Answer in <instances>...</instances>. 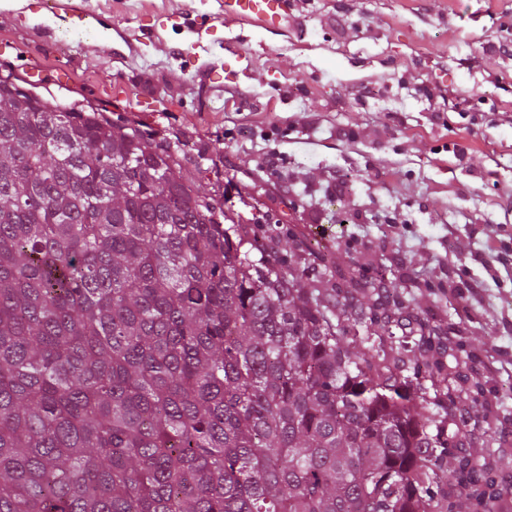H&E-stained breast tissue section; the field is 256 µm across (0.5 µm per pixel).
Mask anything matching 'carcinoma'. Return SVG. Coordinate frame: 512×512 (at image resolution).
<instances>
[{"label":"carcinoma","instance_id":"carcinoma-1","mask_svg":"<svg viewBox=\"0 0 512 512\" xmlns=\"http://www.w3.org/2000/svg\"><path fill=\"white\" fill-rule=\"evenodd\" d=\"M197 171L0 76V512H437L442 369L374 336L459 340L384 267L306 286ZM380 337L388 352H391V347L393 348V352L397 350L402 351V348L409 350L417 349L418 336H411L394 326L389 328V331L386 332L384 336Z\"/></svg>","mask_w":512,"mask_h":512}]
</instances>
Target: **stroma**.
Here are the masks:
<instances>
[{
    "instance_id": "obj_1",
    "label": "stroma",
    "mask_w": 512,
    "mask_h": 512,
    "mask_svg": "<svg viewBox=\"0 0 512 512\" xmlns=\"http://www.w3.org/2000/svg\"><path fill=\"white\" fill-rule=\"evenodd\" d=\"M23 2L0 6V45L14 75L41 69L39 93L176 134L226 211L306 238L324 226L337 270L385 264L411 313L474 315L469 341L505 368L480 377L494 441L472 457L493 496L466 512L512 500V0H294L280 31L219 17L202 37L189 21L219 0H77L111 16L101 35Z\"/></svg>"
}]
</instances>
